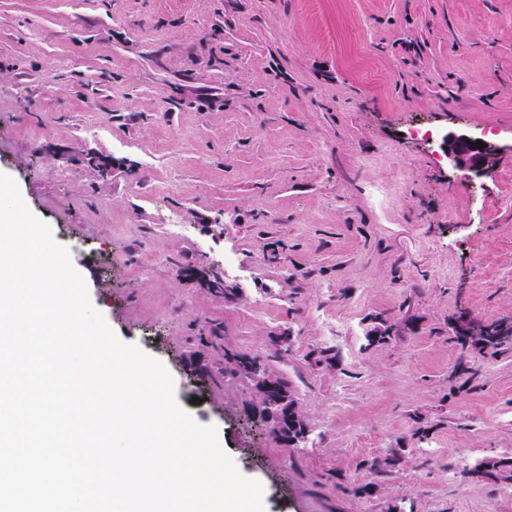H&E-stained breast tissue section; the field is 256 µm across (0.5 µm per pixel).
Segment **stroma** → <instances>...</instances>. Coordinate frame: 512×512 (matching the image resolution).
I'll list each match as a JSON object with an SVG mask.
<instances>
[{
  "label": "stroma",
  "mask_w": 512,
  "mask_h": 512,
  "mask_svg": "<svg viewBox=\"0 0 512 512\" xmlns=\"http://www.w3.org/2000/svg\"><path fill=\"white\" fill-rule=\"evenodd\" d=\"M417 125L504 151L474 184ZM510 144L512 0H0V173L264 512H512L465 474L512 460V348L452 337L512 320ZM454 335L475 349L488 344V328L484 322L478 321L468 314L457 317L453 323ZM253 359L258 360L259 358L255 357ZM253 359L242 357L240 362L242 368L254 381L259 392V398L261 397L263 403H267V399L263 398V395L278 393V399L274 404L260 403L253 412L252 418L257 425L263 426L268 434L281 445L295 448L307 436V424L299 412L292 394L281 387L279 379L262 373Z\"/></svg>",
  "instance_id": "stroma-1"
}]
</instances>
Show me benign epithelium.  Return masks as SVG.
Returning a JSON list of instances; mask_svg holds the SVG:
<instances>
[{
    "instance_id": "obj_1",
    "label": "benign epithelium",
    "mask_w": 512,
    "mask_h": 512,
    "mask_svg": "<svg viewBox=\"0 0 512 512\" xmlns=\"http://www.w3.org/2000/svg\"><path fill=\"white\" fill-rule=\"evenodd\" d=\"M480 137L468 132H449L448 161L456 170L468 179L486 178L491 174V159L502 147L483 142L476 144ZM454 335L475 349L488 344V328L468 314H463L453 323ZM242 368L254 381L259 395L278 394L274 404H259L252 418L259 426L264 427L268 434L281 445L289 448L297 447L308 433L307 424L299 412L297 403L291 393L281 387L279 381L262 373L257 363L247 357L240 359ZM483 472L492 471L498 480H512V461L490 458L480 467Z\"/></svg>"
}]
</instances>
